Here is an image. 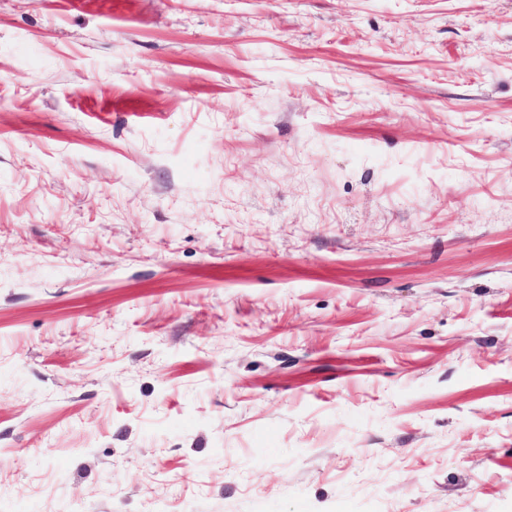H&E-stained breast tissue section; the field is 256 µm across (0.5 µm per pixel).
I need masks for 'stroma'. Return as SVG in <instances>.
I'll return each instance as SVG.
<instances>
[{"mask_svg": "<svg viewBox=\"0 0 512 512\" xmlns=\"http://www.w3.org/2000/svg\"><path fill=\"white\" fill-rule=\"evenodd\" d=\"M0 512H512V0H0Z\"/></svg>", "mask_w": 512, "mask_h": 512, "instance_id": "1", "label": "stroma"}]
</instances>
